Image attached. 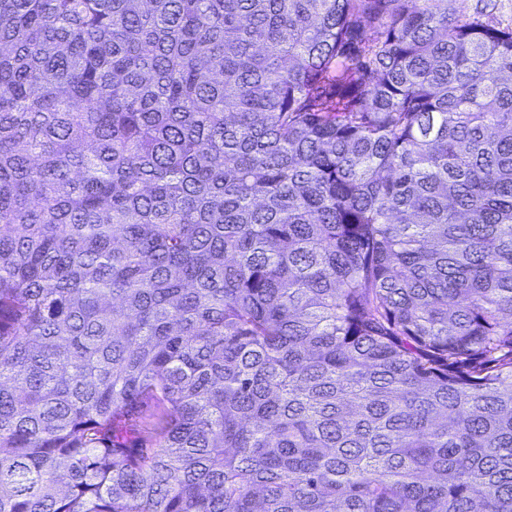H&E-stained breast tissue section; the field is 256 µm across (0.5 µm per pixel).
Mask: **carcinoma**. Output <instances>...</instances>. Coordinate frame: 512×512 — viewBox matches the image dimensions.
Returning a JSON list of instances; mask_svg holds the SVG:
<instances>
[{
  "instance_id": "1",
  "label": "carcinoma",
  "mask_w": 512,
  "mask_h": 512,
  "mask_svg": "<svg viewBox=\"0 0 512 512\" xmlns=\"http://www.w3.org/2000/svg\"><path fill=\"white\" fill-rule=\"evenodd\" d=\"M455 0H0V512H512V28Z\"/></svg>"
}]
</instances>
